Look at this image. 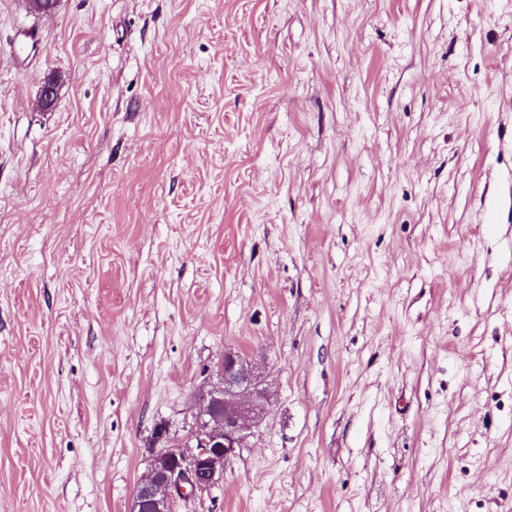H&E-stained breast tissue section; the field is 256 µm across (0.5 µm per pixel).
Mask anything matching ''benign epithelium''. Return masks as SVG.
Listing matches in <instances>:
<instances>
[{
	"mask_svg": "<svg viewBox=\"0 0 512 512\" xmlns=\"http://www.w3.org/2000/svg\"><path fill=\"white\" fill-rule=\"evenodd\" d=\"M57 89V77L47 75L39 97L43 110L54 108ZM268 401L259 368L236 351H224L216 381L196 399L188 434L178 438L158 431L156 442L162 446L149 449L128 512H175L177 500L210 494L223 481L231 457L245 446L249 430L262 422Z\"/></svg>",
	"mask_w": 512,
	"mask_h": 512,
	"instance_id": "benign-epithelium-1",
	"label": "benign epithelium"
}]
</instances>
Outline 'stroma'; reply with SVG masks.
<instances>
[{"mask_svg": "<svg viewBox=\"0 0 512 512\" xmlns=\"http://www.w3.org/2000/svg\"><path fill=\"white\" fill-rule=\"evenodd\" d=\"M228 349L176 512H512V0H0V512H127ZM268 388L259 368L233 350L224 352L210 382L196 399L194 422L184 438L160 429L149 448L146 471L128 512H174L177 500L202 498L219 486L224 469L266 413ZM193 443V446L191 445Z\"/></svg>", "mask_w": 512, "mask_h": 512, "instance_id": "35a3bbf8", "label": "stroma"}]
</instances>
